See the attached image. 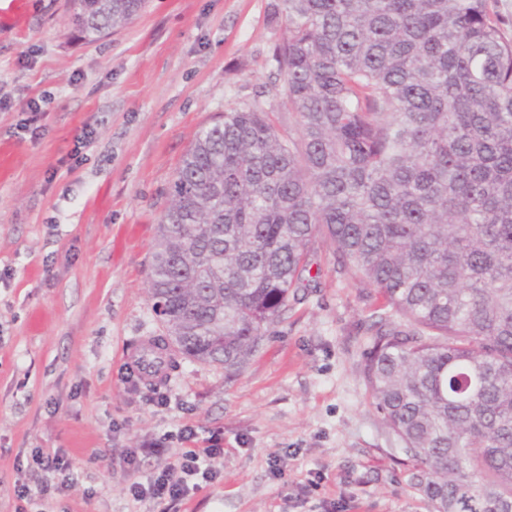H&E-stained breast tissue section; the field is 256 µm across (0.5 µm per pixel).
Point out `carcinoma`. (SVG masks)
<instances>
[{
	"instance_id": "obj_1",
	"label": "carcinoma",
	"mask_w": 512,
	"mask_h": 512,
	"mask_svg": "<svg viewBox=\"0 0 512 512\" xmlns=\"http://www.w3.org/2000/svg\"><path fill=\"white\" fill-rule=\"evenodd\" d=\"M145 0H73L96 41ZM273 87L201 128L150 266V345L230 377L323 240L391 315L366 384L433 512H512V38L491 0H279Z\"/></svg>"
}]
</instances>
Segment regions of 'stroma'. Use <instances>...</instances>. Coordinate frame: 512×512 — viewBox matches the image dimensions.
Segmentation results:
<instances>
[{"instance_id":"obj_1","label":"stroma","mask_w":512,"mask_h":512,"mask_svg":"<svg viewBox=\"0 0 512 512\" xmlns=\"http://www.w3.org/2000/svg\"><path fill=\"white\" fill-rule=\"evenodd\" d=\"M276 2L147 0L91 43L70 0H0V512H433L363 376L382 299L326 244L235 377L185 359L148 386L128 359L160 332L150 252L196 133L255 101L292 121L260 91L286 29ZM186 426L222 438L216 478L181 501L133 498L180 449L133 469L127 452ZM37 449L65 453L77 479L17 499L16 484L53 480L30 468Z\"/></svg>"}]
</instances>
